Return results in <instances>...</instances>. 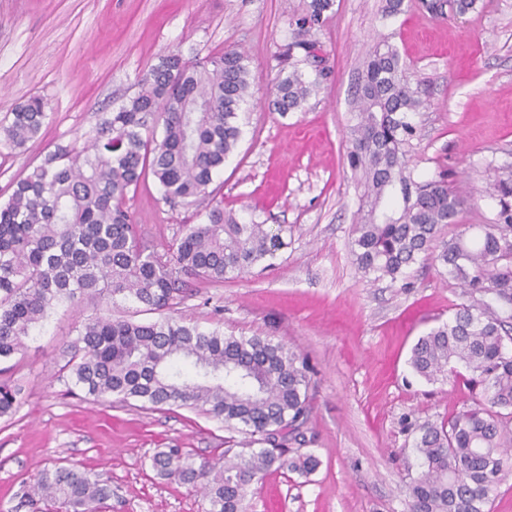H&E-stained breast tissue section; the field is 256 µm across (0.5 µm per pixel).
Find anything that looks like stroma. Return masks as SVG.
I'll return each instance as SVG.
<instances>
[{
	"label": "stroma",
	"instance_id": "1",
	"mask_svg": "<svg viewBox=\"0 0 512 512\" xmlns=\"http://www.w3.org/2000/svg\"><path fill=\"white\" fill-rule=\"evenodd\" d=\"M309 0H0V125L38 96L48 118L15 151L0 139V203L11 184L57 147L89 132L102 112L133 96L170 53L198 61L226 47L245 51L256 77L241 141L211 184L214 199L244 223L283 227L267 267L221 282H193L175 310L200 327L270 336L299 349L313 380L303 443L319 460L303 477L270 471L248 493V512H407L419 477L415 426L465 410L468 391L427 383L409 367L419 336L461 302L455 281L424 265L404 289L362 278L351 254L358 192L347 163L355 78L381 38L396 46L426 106L406 147L414 180L447 174L468 200L458 225L485 224L495 169L512 166V0H478L463 17L431 19L420 0L383 18L384 0H333L311 39L325 76L302 108L269 107L267 84L282 67L289 18ZM128 207L164 248L203 222L206 202L171 207L146 176ZM93 307L52 309L26 348L8 359L22 405L0 417V512H30L20 481L63 462L112 486L111 512H205L191 487L156 475V449L215 459L241 434L200 411L149 410L109 396L89 401L58 376L63 351Z\"/></svg>",
	"mask_w": 512,
	"mask_h": 512
}]
</instances>
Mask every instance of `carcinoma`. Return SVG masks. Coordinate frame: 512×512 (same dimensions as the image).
I'll return each instance as SVG.
<instances>
[{"label": "carcinoma", "instance_id": "carcinoma-1", "mask_svg": "<svg viewBox=\"0 0 512 512\" xmlns=\"http://www.w3.org/2000/svg\"><path fill=\"white\" fill-rule=\"evenodd\" d=\"M332 0H310L291 19L282 56H313L309 33L321 27ZM323 70L306 78L298 68L271 81V105L282 114L301 108ZM248 57L229 48L202 62L171 53L152 68L140 91L111 112L79 145L60 147L12 183L0 203V361L24 349L31 330L58 304L94 301L59 372L95 399L116 396L141 407L200 409L248 437L224 462L197 460L180 448L151 457L159 475L191 486L206 512H248L247 488L272 468L310 473L311 453L288 456L302 436L311 403L309 367L300 353L269 336H235L169 316L192 280L238 278L274 256L282 228L242 224L218 201L205 222L163 250L149 241L127 207L146 171L162 200L193 205L210 195L213 175L237 148L239 114L252 96ZM347 162L363 187L352 225V254L365 278L412 287L410 269L432 263L463 288L448 321L420 336L409 364L425 380L462 378L473 405L451 420L422 424L414 448L421 476L406 491L409 512H488L504 476L512 443V172L492 180L498 210L479 233L447 239L466 199L442 178L419 184L404 150L424 105L406 64L383 39L357 74ZM47 117L32 96L11 112L5 144L23 147ZM162 127L161 138L154 136ZM163 317L142 323L103 312L117 300ZM21 389L0 382V417L21 406ZM23 502H60L68 512H98L112 498L100 476L74 465L43 470L22 484Z\"/></svg>", "mask_w": 512, "mask_h": 512}]
</instances>
